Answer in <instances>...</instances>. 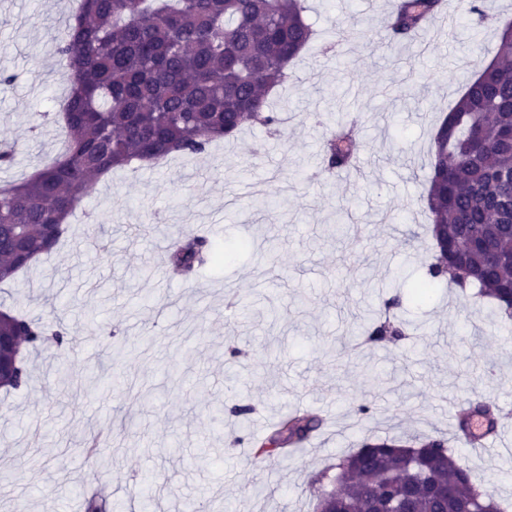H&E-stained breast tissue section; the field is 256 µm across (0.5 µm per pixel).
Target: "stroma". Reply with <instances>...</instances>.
I'll return each instance as SVG.
<instances>
[{
    "instance_id": "obj_1",
    "label": "stroma",
    "mask_w": 512,
    "mask_h": 512,
    "mask_svg": "<svg viewBox=\"0 0 512 512\" xmlns=\"http://www.w3.org/2000/svg\"><path fill=\"white\" fill-rule=\"evenodd\" d=\"M76 0H0V179L21 180L65 149L54 120L69 92L53 35ZM319 37L272 92L279 132L244 128L208 156L122 169L91 185L50 258L0 283V309L61 322L76 339L32 356L27 388L0 392V512H82L80 493L109 480L112 512L148 488L157 512H315L314 475L368 436L444 438L476 484L512 512V464L463 449L449 407L478 396L512 433V334L496 307L440 282L415 283L431 261L423 195L435 128L498 37L478 10L512 21V0H448L424 37L426 58L369 35L337 41L336 21L376 19L368 0H304ZM360 144L356 168L328 172L334 121ZM232 245L191 279L169 273L167 224ZM348 227L329 237L331 224ZM150 225L148 234L138 225ZM274 238L265 258L240 253ZM413 332L364 342L385 300ZM96 382L65 390L60 356ZM250 408L247 419L233 413ZM223 407L224 424L212 411ZM368 414H360V407ZM324 418L303 447L254 465L242 437H265L287 413ZM97 435L103 460L76 451Z\"/></svg>"
}]
</instances>
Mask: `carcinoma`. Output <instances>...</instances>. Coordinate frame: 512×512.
<instances>
[{
    "label": "carcinoma",
    "instance_id": "carcinoma-1",
    "mask_svg": "<svg viewBox=\"0 0 512 512\" xmlns=\"http://www.w3.org/2000/svg\"><path fill=\"white\" fill-rule=\"evenodd\" d=\"M447 10L446 0H397L377 43H412L429 19ZM302 0H82L66 31L54 37L71 83L62 122L68 147L54 164L18 183L0 184V281L14 278L30 259L53 253L67 232L64 223L102 175L134 160L154 162L172 154L198 156L216 140H233L249 122L278 128L270 91L287 77L313 39ZM495 57L467 82L454 109L433 138L423 197L431 221L434 261L430 280L416 284L425 296L447 277L475 287L512 324V31L499 33ZM359 143L338 130L324 143L322 162L332 172L350 166ZM167 266L185 279L207 258L223 260V244L178 226ZM487 241L495 256L468 255L453 262V246ZM384 303L385 318L368 324L366 341L404 336ZM68 341L60 324L11 311L0 318V356L20 345L39 350ZM29 379L26 359L0 387L18 390ZM322 420L295 412L282 418L254 457L265 461L296 448ZM334 482L344 512H455L462 503L500 512L493 499L475 497L469 471L444 443L367 437L339 458Z\"/></svg>",
    "mask_w": 512,
    "mask_h": 512
}]
</instances>
